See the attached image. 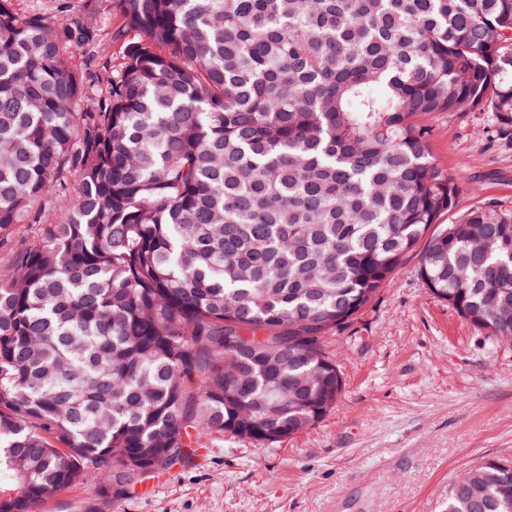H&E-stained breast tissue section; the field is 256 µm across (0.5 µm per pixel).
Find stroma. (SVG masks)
I'll use <instances>...</instances> for the list:
<instances>
[{
    "label": "stroma",
    "mask_w": 512,
    "mask_h": 512,
    "mask_svg": "<svg viewBox=\"0 0 512 512\" xmlns=\"http://www.w3.org/2000/svg\"><path fill=\"white\" fill-rule=\"evenodd\" d=\"M433 155L460 192L444 223L487 203L512 210V134L487 112L425 117ZM415 249L346 334L328 345L344 390L310 429L261 448L213 434L166 470L110 496L107 477L43 512H446L448 491L486 458L512 460V345L492 341L417 274Z\"/></svg>",
    "instance_id": "stroma-1"
}]
</instances>
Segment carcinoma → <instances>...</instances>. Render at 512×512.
Masks as SVG:
<instances>
[{
	"label": "carcinoma",
	"instance_id": "1",
	"mask_svg": "<svg viewBox=\"0 0 512 512\" xmlns=\"http://www.w3.org/2000/svg\"><path fill=\"white\" fill-rule=\"evenodd\" d=\"M109 7L110 30L0 0V512L311 428L344 387L326 342L425 238L427 288L512 344V211L430 234L459 181L421 122L512 131V0ZM501 463L447 512H512Z\"/></svg>",
	"mask_w": 512,
	"mask_h": 512
}]
</instances>
